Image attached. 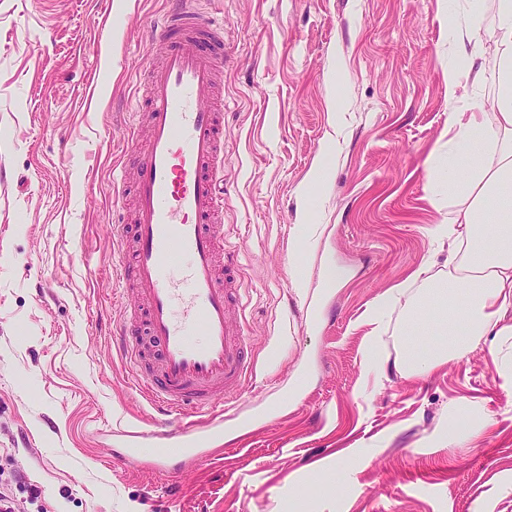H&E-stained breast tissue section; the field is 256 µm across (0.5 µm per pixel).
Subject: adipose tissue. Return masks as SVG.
Returning a JSON list of instances; mask_svg holds the SVG:
<instances>
[{
    "mask_svg": "<svg viewBox=\"0 0 512 512\" xmlns=\"http://www.w3.org/2000/svg\"><path fill=\"white\" fill-rule=\"evenodd\" d=\"M448 36L462 60L449 65L448 87H473L451 112L448 141L429 174L455 208L438 227L448 239V274L439 279L420 267L412 282L385 291L369 312L370 323L383 324L397 305H414V285L436 289L446 303L448 339L407 357L411 376L428 374L448 354H464L476 337L512 335V0H475L466 21L449 16ZM488 71L498 83L490 100L478 89Z\"/></svg>",
    "mask_w": 512,
    "mask_h": 512,
    "instance_id": "1",
    "label": "adipose tissue"
}]
</instances>
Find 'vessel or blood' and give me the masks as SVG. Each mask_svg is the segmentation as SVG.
Segmentation results:
<instances>
[{
	"label": "vessel or blood",
	"instance_id": "obj_1",
	"mask_svg": "<svg viewBox=\"0 0 512 512\" xmlns=\"http://www.w3.org/2000/svg\"><path fill=\"white\" fill-rule=\"evenodd\" d=\"M196 2L170 0L152 29L165 52L148 76L147 145L133 161L134 255L118 273L144 306L112 336L132 365L131 386L157 415L153 430L126 431L122 455L135 460L145 440L178 449L182 461H157L175 477L185 459L207 455L224 431L231 390L253 371L244 332L231 322L243 304L235 266L216 264L224 248L216 230L224 213V116L214 89L224 21ZM202 410L212 419L205 433L187 419ZM178 415L184 422L172 427Z\"/></svg>",
	"mask_w": 512,
	"mask_h": 512
}]
</instances>
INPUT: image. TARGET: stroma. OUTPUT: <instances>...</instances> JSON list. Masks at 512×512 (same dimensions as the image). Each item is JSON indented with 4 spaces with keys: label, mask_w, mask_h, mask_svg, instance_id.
<instances>
[{
    "label": "stroma",
    "mask_w": 512,
    "mask_h": 512,
    "mask_svg": "<svg viewBox=\"0 0 512 512\" xmlns=\"http://www.w3.org/2000/svg\"><path fill=\"white\" fill-rule=\"evenodd\" d=\"M165 6L0 0V486L25 512H512V335L412 378L433 327L400 335V305L363 362L374 300L448 271L428 169L471 92L448 89L447 14L473 0H202L224 18L248 421L178 479L148 443L108 460L112 431L155 422L112 346L138 304L112 180L147 138L125 129Z\"/></svg>",
    "instance_id": "1"
}]
</instances>
